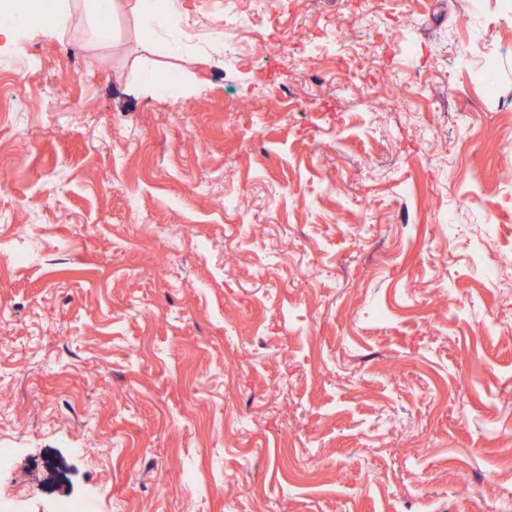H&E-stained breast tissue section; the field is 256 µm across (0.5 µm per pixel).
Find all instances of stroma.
I'll list each match as a JSON object with an SVG mask.
<instances>
[{
	"label": "stroma",
	"mask_w": 512,
	"mask_h": 512,
	"mask_svg": "<svg viewBox=\"0 0 512 512\" xmlns=\"http://www.w3.org/2000/svg\"><path fill=\"white\" fill-rule=\"evenodd\" d=\"M179 9L0 52V512H512V0ZM19 85L18 75L3 76L0 73V127L4 125L9 118V113L12 112L10 104Z\"/></svg>",
	"instance_id": "1"
}]
</instances>
